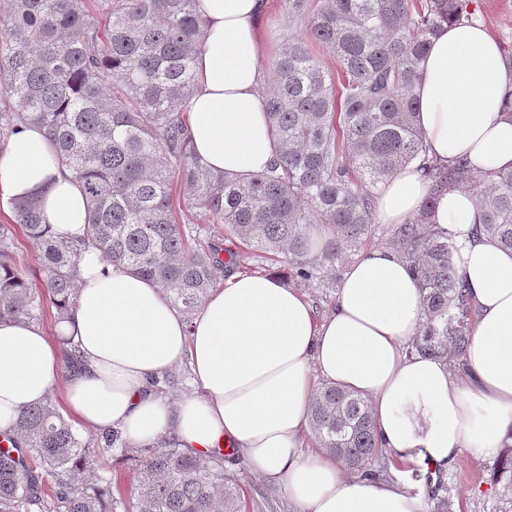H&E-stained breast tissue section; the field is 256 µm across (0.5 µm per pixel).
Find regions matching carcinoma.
I'll use <instances>...</instances> for the list:
<instances>
[{"mask_svg": "<svg viewBox=\"0 0 512 512\" xmlns=\"http://www.w3.org/2000/svg\"><path fill=\"white\" fill-rule=\"evenodd\" d=\"M0 0V144L18 125L43 126L88 202L86 236L55 237L39 201L11 205L0 224V318L42 316L40 294L17 262L21 232L37 249L54 323L75 303L79 258L97 248L109 265L152 280L192 315L236 265L237 252L209 241L190 247L176 211L199 208L241 245L288 260L294 277L320 279L324 264L367 240L379 187L416 162L429 182L419 212L393 233L423 293V323L411 351L452 364L465 355L472 303L461 249L435 226L439 197L472 194L476 230L512 251V169L475 172L468 159L446 165L426 154L417 121L421 61L446 24L478 20L473 0H283L307 36L286 40L262 88L277 139L269 170L231 178L189 146L184 105L204 37L195 0ZM318 44L336 59L324 69ZM191 190L177 201L172 178ZM328 230L320 258L309 230ZM317 446L351 473L377 477L383 449L368 400L323 383L309 407ZM0 447V512H115L111 479L89 482L100 457L131 462L134 488L124 512H242L238 479L218 453L192 455L164 438L130 448L116 428L94 442L49 400L24 408ZM512 490V448L497 463ZM430 512H453L448 486L429 491Z\"/></svg>", "mask_w": 512, "mask_h": 512, "instance_id": "cac0c4a2", "label": "carcinoma"}]
</instances>
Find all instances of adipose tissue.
<instances>
[{"label": "adipose tissue", "mask_w": 512, "mask_h": 512, "mask_svg": "<svg viewBox=\"0 0 512 512\" xmlns=\"http://www.w3.org/2000/svg\"><path fill=\"white\" fill-rule=\"evenodd\" d=\"M268 6L196 0L205 37L197 90L184 107L190 148L230 176L264 171L276 157L262 97L260 22ZM511 86L512 64L482 24L443 26L416 89L428 155L444 164L464 155L479 171L512 167V115L501 109ZM427 193L418 167L403 168L381 190L379 223L409 220ZM32 197L58 236H85L83 192L45 129L25 124L0 148V203ZM435 221L462 251L476 311L465 375H453L441 359L407 355L423 300L395 251L373 249L351 263L325 316L277 277L235 273L188 320L154 283L91 250L60 326L78 347L77 369L64 368L40 326L0 321V434L60 381L84 428L120 429L132 448L170 437L191 453L240 451L302 512H426L403 480L347 477L334 458L305 447L310 399L319 383L332 382L369 398L381 446L401 467L443 469L461 448L478 458L498 455L512 428V253L476 232L480 211L465 190L441 196ZM184 361L197 393L173 403L151 381Z\"/></svg>", "instance_id": "1"}]
</instances>
